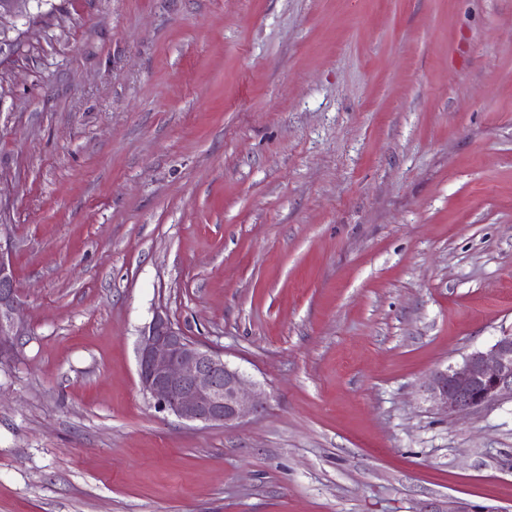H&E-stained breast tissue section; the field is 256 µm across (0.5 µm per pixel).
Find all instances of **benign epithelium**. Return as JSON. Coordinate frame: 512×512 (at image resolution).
I'll list each match as a JSON object with an SVG mask.
<instances>
[{"label": "benign epithelium", "mask_w": 512, "mask_h": 512, "mask_svg": "<svg viewBox=\"0 0 512 512\" xmlns=\"http://www.w3.org/2000/svg\"><path fill=\"white\" fill-rule=\"evenodd\" d=\"M30 23L31 0H0V20ZM25 32L0 25V51L19 45ZM13 225L0 224V360L12 354L15 341L27 334L10 251ZM141 388L154 407L179 420L227 426L259 413L266 404L260 390L246 389L243 374L220 352L188 339L164 310L154 312L137 346ZM427 397L450 417L468 415L505 396L512 397V332L499 336L487 351L476 350L456 365L434 370L424 385ZM421 512H475L450 498Z\"/></svg>", "instance_id": "benign-epithelium-1"}]
</instances>
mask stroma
Masks as SVG:
<instances>
[{
	"label": "stroma",
	"mask_w": 512,
	"mask_h": 512,
	"mask_svg": "<svg viewBox=\"0 0 512 512\" xmlns=\"http://www.w3.org/2000/svg\"><path fill=\"white\" fill-rule=\"evenodd\" d=\"M0 51V512H512V0H50ZM268 395L157 412L156 310ZM13 225L0 224V360L6 361L17 341L26 336L27 325L20 314L21 301L10 251ZM424 391L450 417L512 397V332H504L487 351H473L456 365L434 370Z\"/></svg>",
	"instance_id": "obj_1"
}]
</instances>
